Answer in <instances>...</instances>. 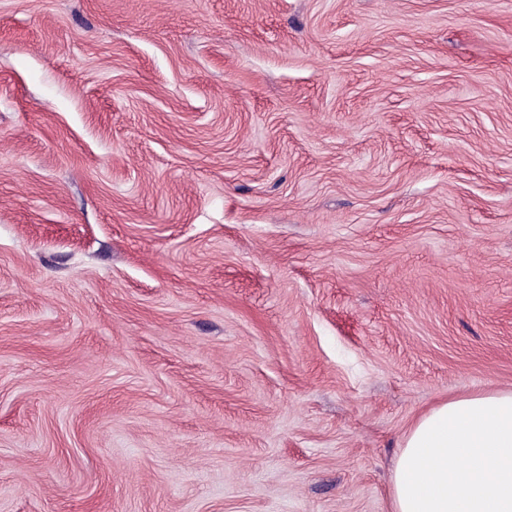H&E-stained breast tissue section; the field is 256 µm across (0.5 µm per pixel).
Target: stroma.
<instances>
[{
	"instance_id": "1",
	"label": "stroma",
	"mask_w": 512,
	"mask_h": 512,
	"mask_svg": "<svg viewBox=\"0 0 512 512\" xmlns=\"http://www.w3.org/2000/svg\"><path fill=\"white\" fill-rule=\"evenodd\" d=\"M512 389V0H0V512H393Z\"/></svg>"
}]
</instances>
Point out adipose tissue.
Instances as JSON below:
<instances>
[{
    "label": "adipose tissue",
    "instance_id": "1",
    "mask_svg": "<svg viewBox=\"0 0 512 512\" xmlns=\"http://www.w3.org/2000/svg\"><path fill=\"white\" fill-rule=\"evenodd\" d=\"M394 512H512V390L449 400L408 431Z\"/></svg>",
    "mask_w": 512,
    "mask_h": 512
}]
</instances>
